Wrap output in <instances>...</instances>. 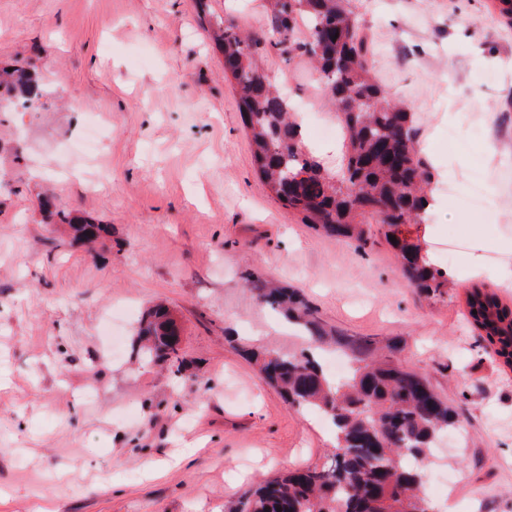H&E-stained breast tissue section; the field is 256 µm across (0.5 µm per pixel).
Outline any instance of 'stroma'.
Returning a JSON list of instances; mask_svg holds the SVG:
<instances>
[{
  "label": "stroma",
  "mask_w": 512,
  "mask_h": 512,
  "mask_svg": "<svg viewBox=\"0 0 512 512\" xmlns=\"http://www.w3.org/2000/svg\"><path fill=\"white\" fill-rule=\"evenodd\" d=\"M350 6L436 180H482L483 211L437 188L414 228L448 272L435 297L403 280L382 225L336 240L259 180L209 28L260 33L265 0H0V68L33 67L42 89L0 110V512H235L255 483L326 465L333 429L259 374L256 355L308 341L258 279L298 289L329 331L400 342L397 363L458 413L467 445L440 440L421 489L434 512H512V369L466 314L477 285L512 305V25L493 0ZM264 68L335 123L305 61ZM95 121L103 146L77 153ZM47 194L111 236L72 243ZM452 232L466 246L448 259ZM159 301L181 328L166 365L133 347Z\"/></svg>",
  "instance_id": "obj_1"
}]
</instances>
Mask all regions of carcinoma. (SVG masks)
Returning a JSON list of instances; mask_svg holds the SVG:
<instances>
[{
    "label": "carcinoma",
    "instance_id": "obj_1",
    "mask_svg": "<svg viewBox=\"0 0 512 512\" xmlns=\"http://www.w3.org/2000/svg\"><path fill=\"white\" fill-rule=\"evenodd\" d=\"M264 31L250 34L228 19L212 36L224 57V78L238 94L250 134L256 172L288 209L338 239L365 240L367 225L382 224L396 238L402 275L427 294L447 287L411 226L424 222L426 187L432 172L416 148L411 112L387 98L372 74L371 52L357 16L346 0H268ZM284 59L305 58L347 133L339 166L329 169L304 142L288 98L264 70L269 51ZM13 103L40 98L35 74L1 70L0 88ZM45 211L70 226L73 241L91 243L110 232L106 224L56 207ZM259 296L312 341L350 352V377L333 380L312 352L268 354L263 379L300 409L321 412L335 431L334 463L300 468L258 485L236 512H431L421 496L423 465L439 436L459 424L456 413L417 373L394 361L400 347L372 349L344 336L328 335L294 290L259 282ZM467 314L491 351L512 368V308L493 292L472 287ZM135 342L155 361L175 358L177 329L169 310L158 305L140 319Z\"/></svg>",
    "mask_w": 512,
    "mask_h": 512
}]
</instances>
